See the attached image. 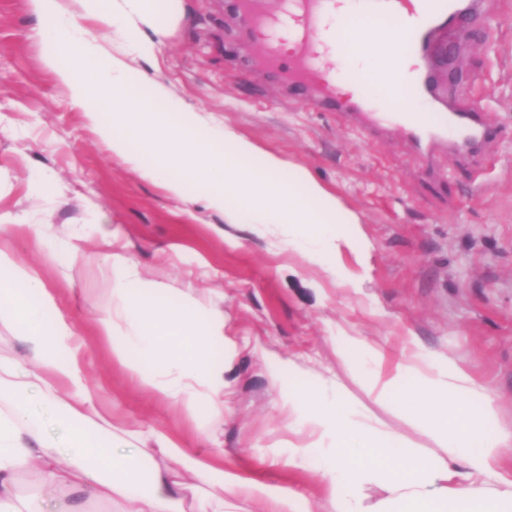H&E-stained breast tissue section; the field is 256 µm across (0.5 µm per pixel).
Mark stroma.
I'll use <instances>...</instances> for the list:
<instances>
[{
    "label": "stroma",
    "instance_id": "stroma-1",
    "mask_svg": "<svg viewBox=\"0 0 512 512\" xmlns=\"http://www.w3.org/2000/svg\"><path fill=\"white\" fill-rule=\"evenodd\" d=\"M178 24L156 57L138 65L198 111L306 167L361 218L370 245L360 290L304 263L284 234L230 224L186 207L126 160L113 156L69 107V90L46 63L27 0H0V217L50 225L54 245L13 241L19 259L56 288L83 343L86 374L119 422L153 426L189 452L222 456L224 468L299 494L301 512H325L321 476L288 463L305 442L288 393L320 382L342 388L379 429L422 452L429 437L390 401L371 394L361 366L337 354L338 336H360L390 358L424 369L450 360L492 396L491 435L512 430V0H492L470 41L440 60L437 85L449 107L478 106L500 128L480 162L447 154L425 160L399 135L374 139L338 113L284 92L231 19L227 0H182ZM53 186L33 196L39 173ZM139 276L172 299L186 285L224 312V416L187 411L129 376L98 331L100 282L83 261L65 262L57 239L71 229L99 244V225Z\"/></svg>",
    "mask_w": 512,
    "mask_h": 512
}]
</instances>
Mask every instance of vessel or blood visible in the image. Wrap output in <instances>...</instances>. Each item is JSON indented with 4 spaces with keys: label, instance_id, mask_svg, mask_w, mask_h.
I'll use <instances>...</instances> for the list:
<instances>
[{
    "label": "vessel or blood",
    "instance_id": "vessel-or-blood-1",
    "mask_svg": "<svg viewBox=\"0 0 512 512\" xmlns=\"http://www.w3.org/2000/svg\"><path fill=\"white\" fill-rule=\"evenodd\" d=\"M331 0H282L279 14L268 15L258 0H234V21L245 36L262 40L272 69H284L290 94L306 96L310 106L338 112L370 136L396 132L423 156L441 147L458 158L480 157L483 146L495 141L496 125L482 112L442 109L412 111L413 103L434 93L430 62L444 37L463 39L466 27L479 16V0L461 9L459 0H359L363 16L386 20L398 32V53L390 61L391 88L387 104L358 100L349 109L338 98L334 80L319 64L318 46L324 33L319 17ZM417 60L416 75H407L402 60Z\"/></svg>",
    "mask_w": 512,
    "mask_h": 512
}]
</instances>
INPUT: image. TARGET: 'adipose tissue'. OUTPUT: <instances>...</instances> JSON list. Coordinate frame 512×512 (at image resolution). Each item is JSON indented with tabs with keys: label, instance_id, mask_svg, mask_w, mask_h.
I'll use <instances>...</instances> for the list:
<instances>
[{
	"label": "adipose tissue",
	"instance_id": "adipose-tissue-1",
	"mask_svg": "<svg viewBox=\"0 0 512 512\" xmlns=\"http://www.w3.org/2000/svg\"><path fill=\"white\" fill-rule=\"evenodd\" d=\"M78 2L79 23L63 0H28L50 67L69 89L70 108L84 114L112 154L141 164L144 177L230 223L283 229L305 263L362 287L368 244L359 215L336 192L304 166L215 124L167 85L141 90L137 63L154 57L163 28L179 21V0ZM323 23L344 34L331 57L363 75L345 90L385 100L387 61L396 47L384 44L381 24L364 19L355 0ZM98 27L118 28L123 43L107 48L94 33ZM17 231L0 224V327L12 329L22 346L15 357L0 356V512H228L224 495L234 491L265 500L266 512H298L288 493L243 480L162 430L115 426L88 386L81 344L56 290L10 248ZM100 234L102 248L93 252L72 235L67 256L84 259L109 283L98 323L113 354L137 352L129 368L147 385L186 407L207 404L211 418H219L224 369L210 351L224 339L223 313L186 294L169 301L164 288L141 279L113 250L117 228L102 225ZM345 251L358 271L342 263ZM170 341L184 352L172 356ZM338 354L363 363L371 392L424 426L436 450L427 456L381 432L340 389L289 394L288 406L309 437L294 448L293 460L323 476L328 512H512V470L502 468L498 454L504 439L488 431L493 401L466 368L432 365L411 385L409 366L388 361L361 337H339ZM152 444L164 461L145 472L138 461ZM33 469L43 482L21 493L19 478ZM368 484L391 493L370 511L362 499Z\"/></svg>",
	"mask_w": 512,
	"mask_h": 512
}]
</instances>
